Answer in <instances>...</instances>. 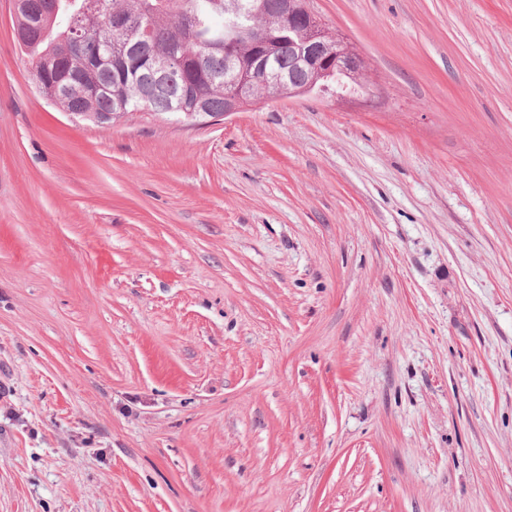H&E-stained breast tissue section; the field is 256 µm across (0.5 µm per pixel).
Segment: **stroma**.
<instances>
[{
    "label": "stroma",
    "instance_id": "obj_1",
    "mask_svg": "<svg viewBox=\"0 0 512 512\" xmlns=\"http://www.w3.org/2000/svg\"><path fill=\"white\" fill-rule=\"evenodd\" d=\"M366 62L71 118L0 0V512H512V0H311Z\"/></svg>",
    "mask_w": 512,
    "mask_h": 512
}]
</instances>
